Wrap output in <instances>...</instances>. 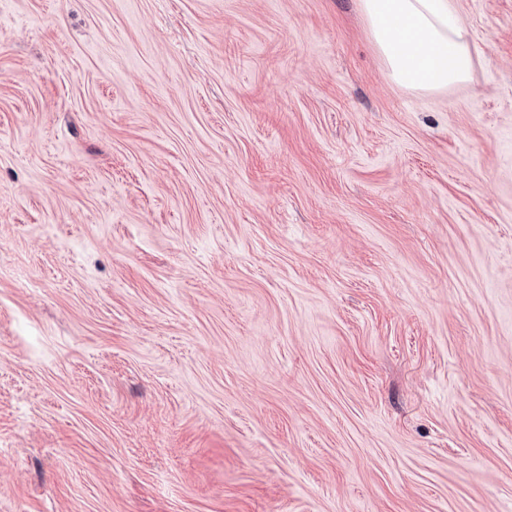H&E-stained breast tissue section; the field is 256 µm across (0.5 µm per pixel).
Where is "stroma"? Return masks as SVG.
I'll use <instances>...</instances> for the list:
<instances>
[{
    "label": "stroma",
    "mask_w": 512,
    "mask_h": 512,
    "mask_svg": "<svg viewBox=\"0 0 512 512\" xmlns=\"http://www.w3.org/2000/svg\"><path fill=\"white\" fill-rule=\"evenodd\" d=\"M470 81L359 0H0V512H512V0Z\"/></svg>",
    "instance_id": "obj_1"
}]
</instances>
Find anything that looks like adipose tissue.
<instances>
[{"instance_id": "adipose-tissue-1", "label": "adipose tissue", "mask_w": 512, "mask_h": 512, "mask_svg": "<svg viewBox=\"0 0 512 512\" xmlns=\"http://www.w3.org/2000/svg\"><path fill=\"white\" fill-rule=\"evenodd\" d=\"M360 8L396 85L438 92L469 81L474 49L455 0H360Z\"/></svg>"}]
</instances>
